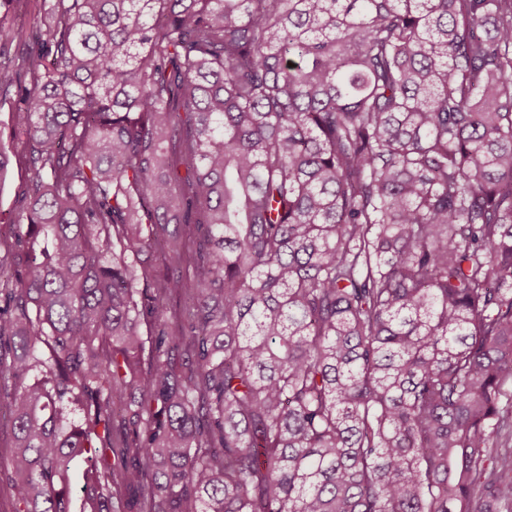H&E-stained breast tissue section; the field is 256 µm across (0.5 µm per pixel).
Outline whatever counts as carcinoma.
<instances>
[{
    "label": "carcinoma",
    "instance_id": "obj_1",
    "mask_svg": "<svg viewBox=\"0 0 512 512\" xmlns=\"http://www.w3.org/2000/svg\"><path fill=\"white\" fill-rule=\"evenodd\" d=\"M7 2L10 512H512V0ZM28 187L29 180L25 162L22 159L15 160L13 158L10 176L0 190V212L8 213L17 210L19 201L27 193Z\"/></svg>",
    "mask_w": 512,
    "mask_h": 512
}]
</instances>
